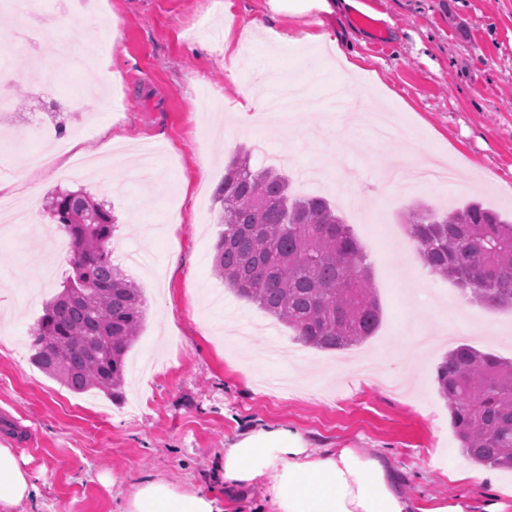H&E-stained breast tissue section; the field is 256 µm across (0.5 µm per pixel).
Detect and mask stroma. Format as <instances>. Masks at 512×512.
<instances>
[{"label": "stroma", "instance_id": "obj_1", "mask_svg": "<svg viewBox=\"0 0 512 512\" xmlns=\"http://www.w3.org/2000/svg\"><path fill=\"white\" fill-rule=\"evenodd\" d=\"M110 0L115 18L110 83L76 64L45 69L31 80L29 53L10 57L17 86L1 120L25 130L37 106L39 82H58L63 114L88 109L84 131L68 129L83 154L107 130L121 147L157 146L151 176L124 188L94 174H57L58 159L29 171L36 208L57 188L85 189L112 209L114 255L135 261L128 277L141 288L146 321L127 354L122 398L76 393L30 361V331L45 303L73 269L66 250L49 240L48 217L0 234V442L38 475L39 496L14 512H118L124 495L143 480L163 478L224 501V512H251V501L224 486L216 464L224 445L261 422L285 423L315 448L360 449L383 456L403 490L420 502L468 500L512 505V471L481 480L469 461L435 386L448 343L423 345L440 315L472 322L461 343L512 359V309L476 305L447 279L422 265L405 216L417 203L438 210L477 200L512 219V0H365L368 14L302 16L273 9L269 0ZM258 21L265 34L242 39L241 24ZM340 34L363 59L360 82L374 109L395 111L412 143L377 139L360 127L343 148L331 131L343 111L327 95L333 64L304 47V63L277 47L272 33ZM239 51L241 74L263 78L307 68L313 105L288 128L263 116L240 118L224 55ZM266 142L287 156L280 170L295 193L308 169L321 176L318 195L345 194L364 218L353 225L370 265L382 310L373 336L345 351L301 346L295 360L270 351L271 340L294 330L238 297L212 272L224 227L214 193L228 163ZM452 168L454 185L419 183L402 157ZM179 261L169 265L168 255ZM397 380L402 396L374 388L365 362ZM471 477L458 480L454 471Z\"/></svg>", "mask_w": 512, "mask_h": 512}]
</instances>
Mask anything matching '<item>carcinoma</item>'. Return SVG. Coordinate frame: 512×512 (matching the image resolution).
I'll return each instance as SVG.
<instances>
[{
  "instance_id": "cac0c4a2",
  "label": "carcinoma",
  "mask_w": 512,
  "mask_h": 512,
  "mask_svg": "<svg viewBox=\"0 0 512 512\" xmlns=\"http://www.w3.org/2000/svg\"><path fill=\"white\" fill-rule=\"evenodd\" d=\"M224 232L213 273L239 297L288 325L319 350H344L372 336L381 309L366 255L330 201L299 196L274 168L244 153L215 191ZM46 207L70 239L74 275L32 330V362L69 390L119 397L125 360L145 319L141 289L114 264L111 209L82 191L59 189ZM423 264L480 305L512 308V225L478 202L437 214L409 211ZM436 383L468 458L512 469V361L458 345Z\"/></svg>"
}]
</instances>
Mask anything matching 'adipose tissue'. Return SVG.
I'll list each match as a JSON object with an SVG mask.
<instances>
[{
	"instance_id": "ef3b65f1",
	"label": "adipose tissue",
	"mask_w": 512,
	"mask_h": 512,
	"mask_svg": "<svg viewBox=\"0 0 512 512\" xmlns=\"http://www.w3.org/2000/svg\"><path fill=\"white\" fill-rule=\"evenodd\" d=\"M279 46L303 43L328 48L343 64L336 84L346 95L358 91L357 54L342 38L309 33L304 38L277 36ZM227 487L247 490L264 482L272 512H469L460 498L420 504L407 496L384 458L356 448H315L284 423H261L224 447L218 464ZM38 494L35 476L14 449L0 445V512ZM122 512H223L218 500L200 490L163 479L145 480L127 495Z\"/></svg>"
}]
</instances>
